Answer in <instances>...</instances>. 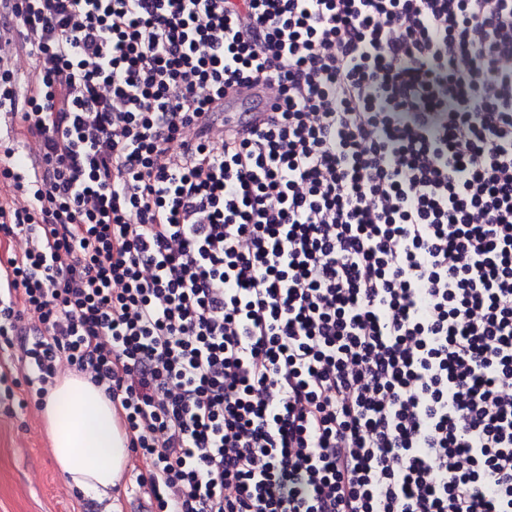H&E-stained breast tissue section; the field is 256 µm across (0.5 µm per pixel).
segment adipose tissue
<instances>
[{"label": "adipose tissue", "mask_w": 512, "mask_h": 512, "mask_svg": "<svg viewBox=\"0 0 512 512\" xmlns=\"http://www.w3.org/2000/svg\"><path fill=\"white\" fill-rule=\"evenodd\" d=\"M43 416L58 469L94 499L111 498L127 469V438L115 405L81 375L53 386Z\"/></svg>", "instance_id": "obj_1"}]
</instances>
